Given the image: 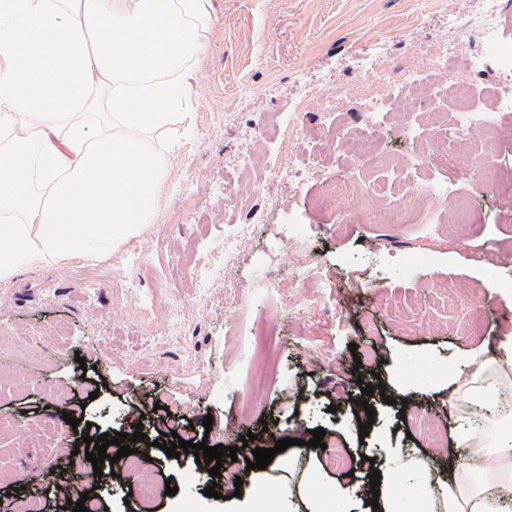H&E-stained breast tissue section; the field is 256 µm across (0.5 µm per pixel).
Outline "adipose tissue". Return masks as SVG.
Returning <instances> with one entry per match:
<instances>
[{
  "label": "adipose tissue",
  "instance_id": "obj_1",
  "mask_svg": "<svg viewBox=\"0 0 512 512\" xmlns=\"http://www.w3.org/2000/svg\"><path fill=\"white\" fill-rule=\"evenodd\" d=\"M205 0H0V210L23 213L0 224V282L27 268L97 257L137 235L158 204L162 154L152 131L169 124L182 91L165 81L200 49ZM512 383V350L455 380V396L491 403ZM447 475L407 459L410 492L380 479L375 512H508L512 439L481 428L461 432ZM477 457L487 481L460 462ZM299 478L294 490L267 487L235 512H325Z\"/></svg>",
  "mask_w": 512,
  "mask_h": 512
}]
</instances>
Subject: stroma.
Masks as SVG:
<instances>
[{"label": "stroma", "mask_w": 512, "mask_h": 512, "mask_svg": "<svg viewBox=\"0 0 512 512\" xmlns=\"http://www.w3.org/2000/svg\"><path fill=\"white\" fill-rule=\"evenodd\" d=\"M208 12L203 48L173 76L185 93L170 123L149 136L171 152L139 250L122 243L101 259L74 257L0 283V512L27 499L38 512H64L63 483L94 491L100 512H224L223 500L205 496L213 479L192 455L167 457L172 438L152 414L159 400L180 409L177 436L211 447L252 433L266 448L325 429L311 489L327 500L340 485L356 503L371 467L395 453L413 450L447 471L448 450L477 411L450 404L449 371L512 343V287L491 274L512 271V194L476 187L460 158L489 155L512 167V112L499 113L503 137L494 148L477 133L459 143L447 124L439 151L415 171L403 167L413 149L404 127L449 121L453 103L389 113L366 138L374 161L360 175L370 194L349 179L353 159L325 160L316 139L327 118L364 127L370 103L389 98L402 76L447 87L450 45L459 59H486L459 78L480 94L494 88L493 51L476 26L479 0H208ZM366 50L373 70L363 74L356 59ZM245 153L255 169L291 165L304 177L268 191L237 175ZM226 179L229 207L211 191ZM436 183L470 198L468 223L432 193ZM228 215L251 217V233L202 300L191 266L223 259ZM287 224L299 245L270 252ZM299 265L316 269L310 287L291 279ZM167 293L182 300L185 342L143 349V337L166 333L159 302ZM228 298L236 309H225ZM461 316L472 320L469 334L454 330ZM271 319L280 356L256 392L239 352L253 324ZM363 382L385 390L363 396ZM363 399L376 413L364 437L351 411ZM134 408L142 422L130 417ZM67 412L78 426L65 422ZM420 413L434 420L438 442L420 429ZM138 428L149 456L142 473L171 483L175 495L142 503L134 475L118 463H103L110 479L100 488L89 470L76 469L86 459L74 449L83 436ZM277 458L262 471L237 460L241 493L262 495L266 479L284 482L305 468L300 453Z\"/></svg>", "instance_id": "1"}]
</instances>
